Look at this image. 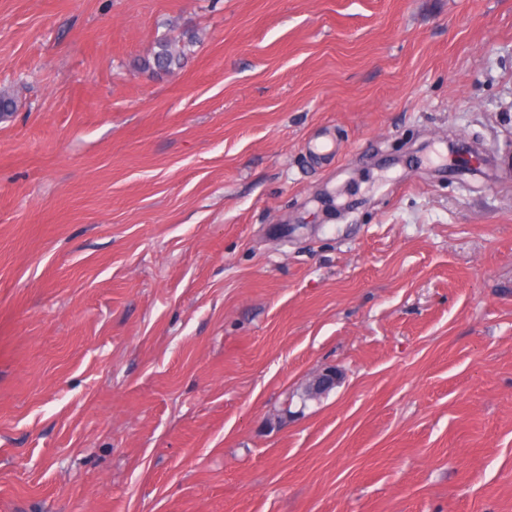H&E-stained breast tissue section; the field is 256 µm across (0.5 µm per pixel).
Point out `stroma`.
Instances as JSON below:
<instances>
[{"mask_svg":"<svg viewBox=\"0 0 512 512\" xmlns=\"http://www.w3.org/2000/svg\"><path fill=\"white\" fill-rule=\"evenodd\" d=\"M4 89L0 512H512V0H0ZM184 38H186V41H184ZM192 44L193 36L183 35L182 40L160 39L154 44L147 57L141 60L139 68L143 72H169L174 67L181 65L187 49Z\"/></svg>","mask_w":512,"mask_h":512,"instance_id":"stroma-1","label":"stroma"}]
</instances>
